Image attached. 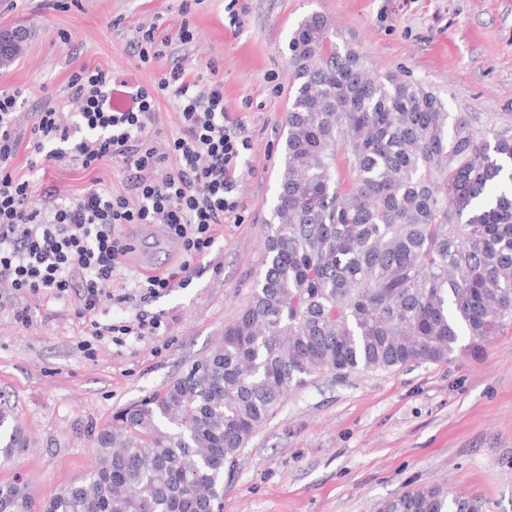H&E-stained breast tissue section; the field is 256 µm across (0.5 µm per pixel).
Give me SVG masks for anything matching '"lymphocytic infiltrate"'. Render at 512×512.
Masks as SVG:
<instances>
[{
  "instance_id": "obj_1",
  "label": "lymphocytic infiltrate",
  "mask_w": 512,
  "mask_h": 512,
  "mask_svg": "<svg viewBox=\"0 0 512 512\" xmlns=\"http://www.w3.org/2000/svg\"><path fill=\"white\" fill-rule=\"evenodd\" d=\"M193 32L182 23L175 38H158L140 26L130 42L136 66L165 56L172 42L189 45ZM75 125L61 123L51 97H44L30 128H21L23 107L16 91L0 90V285L59 296L76 292L83 314L95 312L112 293L119 260L127 251L115 229L124 224H160L184 259L177 268L146 277L143 297L188 287L197 258L207 254L215 227L233 213L234 173L250 140L224 108V82L191 74L175 62L150 84L133 72L81 67L68 82ZM171 102L178 125L158 150L160 101ZM85 132L68 149L72 128ZM27 147L34 164L73 157L88 168L103 159L120 163L125 192L91 188L79 196L48 195L33 201V183L16 177L13 163Z\"/></svg>"
}]
</instances>
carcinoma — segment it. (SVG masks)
Returning <instances> with one entry per match:
<instances>
[{
	"label": "carcinoma",
	"instance_id": "1",
	"mask_svg": "<svg viewBox=\"0 0 512 512\" xmlns=\"http://www.w3.org/2000/svg\"><path fill=\"white\" fill-rule=\"evenodd\" d=\"M287 133L264 270L222 341L112 415L97 462L48 497L0 483V512H217L224 472L293 390L478 351L512 322V132L373 74L321 14L288 41ZM26 437L0 408V453ZM378 512H480L439 486Z\"/></svg>",
	"mask_w": 512,
	"mask_h": 512
}]
</instances>
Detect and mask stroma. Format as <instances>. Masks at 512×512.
Returning <instances> with one entry per match:
<instances>
[{
	"label": "stroma",
	"mask_w": 512,
	"mask_h": 512,
	"mask_svg": "<svg viewBox=\"0 0 512 512\" xmlns=\"http://www.w3.org/2000/svg\"><path fill=\"white\" fill-rule=\"evenodd\" d=\"M0 0V27L30 30L24 53L0 67V90L25 98L22 126L42 94L63 123L73 121L67 83L81 66L136 70L148 84L174 62L224 81V106L251 139L234 194L239 209L217 226L202 270L186 288L144 299L135 282L177 267L183 254L158 224H131L129 245L110 298L96 318L120 324L154 318L155 335L104 337L81 347L86 321L74 295L0 291V406L29 440L0 482L21 475L36 493L79 480L95 460V438L115 411L138 402L186 371L220 339L246 304L264 269L265 221L277 190L292 70L288 40L313 12L328 18L380 75L433 90L450 112L512 129V0ZM189 21L194 40L134 69L127 49L136 28L174 38ZM17 176L36 196L79 195L101 183L124 189L118 163L85 170L70 159L33 171L26 153ZM26 311L18 320L17 311ZM439 486L480 503L482 512H512V323L485 350L344 378L316 375L243 448L224 474L222 512H377L413 488Z\"/></svg>",
	"instance_id": "stroma-1"
}]
</instances>
